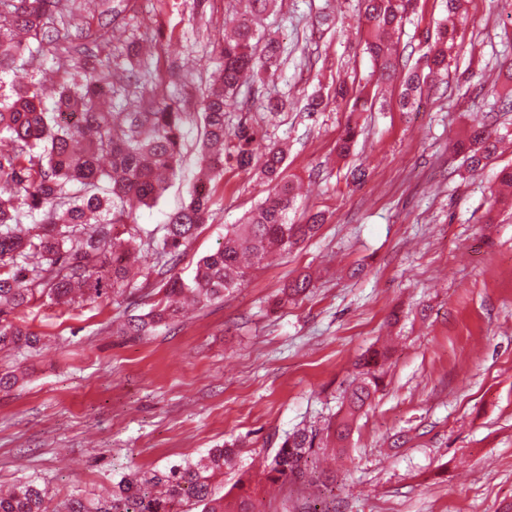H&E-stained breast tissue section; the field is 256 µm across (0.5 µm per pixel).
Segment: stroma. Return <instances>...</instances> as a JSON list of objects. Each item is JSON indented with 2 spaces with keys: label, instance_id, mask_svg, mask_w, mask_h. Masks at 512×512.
<instances>
[{
  "label": "stroma",
  "instance_id": "1",
  "mask_svg": "<svg viewBox=\"0 0 512 512\" xmlns=\"http://www.w3.org/2000/svg\"><path fill=\"white\" fill-rule=\"evenodd\" d=\"M462 43L446 81L400 108L401 76L379 80L361 44L363 0H279L261 31L284 48L272 73L246 80L224 121L257 127L286 144V178L299 188L295 222H326L207 307L139 339L113 330L122 306L35 302L19 323L41 333L36 351L0 353V374L23 370L0 391V488L44 479L61 499L112 488L131 469L164 468L236 443V465L216 482L233 498L252 481L269 512H512V203L497 173L512 164V111L490 106L512 65V0H467ZM240 0H128L99 39L101 18L80 10L69 38L112 60L113 105L150 109V78L127 81V47H153L168 98L195 113L216 68L214 43ZM443 0H418L399 51L417 66L421 44L445 16ZM372 101L352 111L337 83ZM320 111L307 109L311 97ZM284 111H265L267 100ZM358 141L336 153L348 121ZM474 124L492 125L503 152L469 174L452 150ZM366 169L353 182L355 167ZM200 171L194 141L146 228L178 211ZM253 171L228 165L213 215L177 266L189 277L216 251L224 229L265 196ZM312 272L305 297L275 309L279 288ZM390 345L380 386L358 415L345 453L322 450L306 486H273L263 469L286 434L326 428L344 412L355 364Z\"/></svg>",
  "mask_w": 512,
  "mask_h": 512
}]
</instances>
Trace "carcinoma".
<instances>
[{"label":"carcinoma","instance_id":"obj_1","mask_svg":"<svg viewBox=\"0 0 512 512\" xmlns=\"http://www.w3.org/2000/svg\"><path fill=\"white\" fill-rule=\"evenodd\" d=\"M417 0H366L362 19L367 53L381 78L391 79L398 67L389 35L400 30ZM81 5L71 0H0V73L13 72L10 93L0 95V140L11 144L0 150V351L22 356L42 337L15 322L31 303L94 304L130 299L128 267L142 253L154 256L153 267L162 276L157 299L148 312L124 316L118 332L148 336L157 328H171L187 303L205 306L237 288L250 269L267 260L270 248L288 252L313 237L325 221L321 212L302 224L288 222L296 209L292 184L284 179V150L266 146L256 153L259 130L246 123L226 131L224 117L232 94L249 76L278 64L280 47L270 38L256 39L251 20H235L232 37L217 44L221 63L203 98L197 127L202 142L201 176L192 184L188 202L165 224L147 229L137 224L132 200L154 207L176 175L190 116L175 104L159 102L149 112H114L112 68L88 47L67 43L60 29L46 26L44 17L58 12L61 24ZM462 40L457 26L440 24L426 37L422 65L409 69L402 80L399 104L411 106L422 96L428 75L448 74V49ZM48 54L82 74V82L58 88L32 84L17 71L25 54ZM358 137L357 126L347 124L336 145L348 155ZM498 138L484 124L471 127L454 144L463 163L475 169L497 153ZM240 168L259 161L260 179L267 195L242 222L224 234L216 251L200 258L193 276L175 272L181 255L207 223L224 161ZM311 277L290 280L274 300L280 307L305 295ZM385 353H370L358 366V377L345 393L347 413L328 426L336 442L345 441L350 420L370 399L378 385ZM316 429L302 428L286 436L270 463L272 482L301 483L320 448ZM234 457L211 448L196 460L187 459L162 470L123 474L112 496L96 498L81 493L49 507L45 482L25 478L0 494V512H184L191 499L201 512H263L253 491L239 485L232 504L214 493L213 482L224 476Z\"/></svg>","mask_w":512,"mask_h":512}]
</instances>
